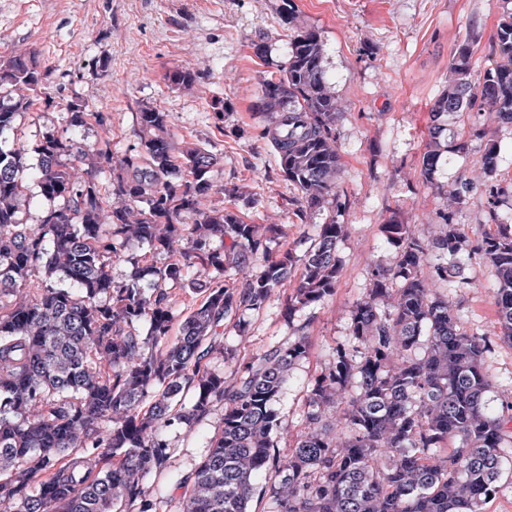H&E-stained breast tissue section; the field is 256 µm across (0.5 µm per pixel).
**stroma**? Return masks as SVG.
Returning <instances> with one entry per match:
<instances>
[{"label": "stroma", "instance_id": "obj_1", "mask_svg": "<svg viewBox=\"0 0 512 512\" xmlns=\"http://www.w3.org/2000/svg\"><path fill=\"white\" fill-rule=\"evenodd\" d=\"M287 4L295 16L290 24L283 19ZM510 10L512 0H0V55L30 50L41 62L42 83L16 120L15 139L29 161H36L45 132L65 127L70 105L89 114L78 138L109 143L116 160L138 149V116L154 107L166 113L176 146L195 144L218 155L213 203L246 223L281 226L273 250L303 255L304 233L331 219L345 225L334 295L287 316L296 286L291 280L263 309L245 313V331L225 325L224 342L242 361L289 337L310 338L307 356L277 403L285 431L276 444L285 453L306 429L308 385L348 335L352 307L370 287L371 267L396 261L387 222L394 218L428 232L447 211L449 191L465 181L473 188L455 220L467 237L460 258L468 282L444 293L461 330L491 340L485 358L490 408L499 410L501 395L512 389V345L499 338L491 296L494 271L472 250L497 222L512 220V128L491 124L474 109L449 115L439 169L429 183L421 174L430 107L448 83L453 54L470 42L474 71L488 68L497 25ZM310 27L321 34L325 79L340 106V170L335 198L301 219L296 192L260 136L258 105L264 79L286 63L296 30ZM177 69L195 72L192 88L168 81ZM477 128L485 137L474 136ZM491 141L497 179L506 189L494 211L482 178ZM462 142L468 149L461 155L456 148ZM223 417L218 403L202 424L167 431L172 465L143 481L159 512H181L176 483L192 476Z\"/></svg>", "mask_w": 512, "mask_h": 512}]
</instances>
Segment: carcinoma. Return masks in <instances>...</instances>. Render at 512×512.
Instances as JSON below:
<instances>
[{
	"instance_id": "1",
	"label": "carcinoma",
	"mask_w": 512,
	"mask_h": 512,
	"mask_svg": "<svg viewBox=\"0 0 512 512\" xmlns=\"http://www.w3.org/2000/svg\"><path fill=\"white\" fill-rule=\"evenodd\" d=\"M494 46L496 60L477 78L469 44L456 50L448 89L431 108L433 140L445 131L443 114L474 107L512 125V13L498 23ZM41 82L34 52L0 56L3 512H157L143 480L171 467L164 431L200 424L216 403L224 404L223 427L195 469L183 512H250L258 493L277 512H484L512 465L504 429L512 394L501 412L488 408L490 339L461 332L440 292L465 282L458 255L466 236L454 211L441 214L431 235L394 219L385 225L397 260L371 268L348 341L311 383L306 431L283 456L276 403L309 336L271 345L247 363L220 336L227 321L243 330V315L263 308L298 264L288 315L333 295L345 225H320L301 258L273 253L278 225L247 224L211 203L219 157L196 145L175 151L166 113L153 107L140 112V149L115 162L109 142L76 139L87 113L74 105L61 132L42 136L32 166L10 134ZM260 109L262 138L300 208H320L336 196L340 154L317 30L296 31L279 77L262 83ZM439 160L436 148L423 154L425 181ZM106 167L113 177L104 197L97 177ZM27 175L43 199L62 201L37 224L20 217ZM216 238L230 247L214 245ZM132 240L166 251L169 262L153 267L145 254L125 255ZM475 250L495 271L497 321L512 344V222ZM115 261L131 265L128 279H112ZM229 267L242 278L224 280ZM191 268L200 273L191 282L199 301L172 340L166 284ZM57 274L70 287H57ZM215 354L229 372L208 368Z\"/></svg>"
}]
</instances>
